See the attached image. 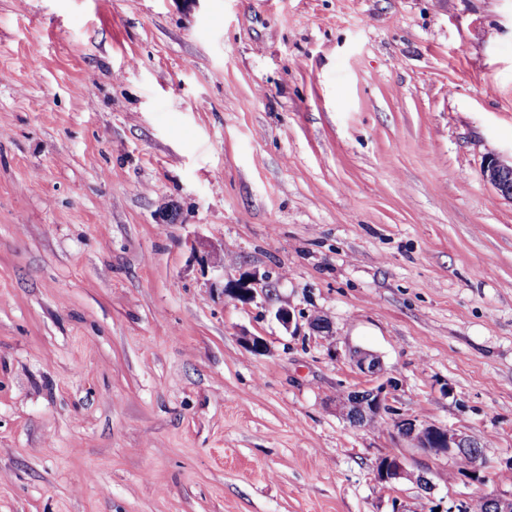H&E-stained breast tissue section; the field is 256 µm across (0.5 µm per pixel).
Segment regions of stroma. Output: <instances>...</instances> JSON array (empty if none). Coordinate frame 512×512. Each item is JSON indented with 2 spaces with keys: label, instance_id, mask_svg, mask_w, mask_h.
I'll return each instance as SVG.
<instances>
[{
  "label": "stroma",
  "instance_id": "1",
  "mask_svg": "<svg viewBox=\"0 0 512 512\" xmlns=\"http://www.w3.org/2000/svg\"><path fill=\"white\" fill-rule=\"evenodd\" d=\"M493 156L512 0H0V512L512 495ZM353 348L394 382L371 428L336 407L375 385ZM400 417L477 440L479 472ZM388 454L409 476L384 485ZM260 276L257 272L243 273L238 279L230 282L227 287L228 291L234 298L243 301L253 300L257 293V288H254L259 284ZM349 356L357 369L363 374L373 378H381L384 375L382 360L375 353L354 348L349 351Z\"/></svg>",
  "mask_w": 512,
  "mask_h": 512
}]
</instances>
